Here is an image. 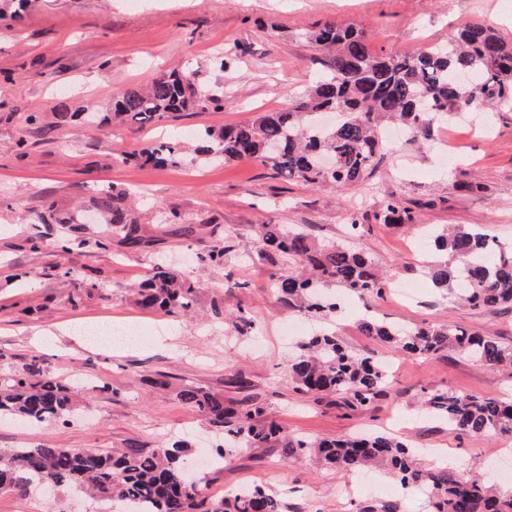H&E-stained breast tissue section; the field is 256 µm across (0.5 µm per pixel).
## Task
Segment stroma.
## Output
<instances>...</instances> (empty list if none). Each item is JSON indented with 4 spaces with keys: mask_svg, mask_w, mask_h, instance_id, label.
<instances>
[{
    "mask_svg": "<svg viewBox=\"0 0 512 512\" xmlns=\"http://www.w3.org/2000/svg\"><path fill=\"white\" fill-rule=\"evenodd\" d=\"M501 0H33L19 22L0 25V375L40 356L50 374L87 385L66 422L35 426L0 419V448H117L135 442L158 448L185 441V461L215 451L222 433L176 396L197 386L240 404L251 395L268 404L284 434L338 438L360 429L388 430L428 461L460 469L485 467L512 488V438H472L419 405L421 388L482 397H512V376L444 351L390 355L358 326L365 307L342 303L325 320L352 350L389 363L388 387L370 412L341 399L316 400L294 391L288 360L295 340L282 335L291 319L280 304L272 266L253 259L261 224L301 227L326 242L350 243L387 271L390 285L371 299L378 317L413 327H464L512 344V309L456 304L423 274L425 263L409 230L372 223L351 238L352 213L373 214L383 199L411 208L421 224H471L512 242V112L490 114L473 133L466 125L435 127L429 140L391 142L374 177L357 189H312L286 181L256 162L158 168L127 164L123 152L155 138H176L207 127L238 124L284 109L322 72L321 52L306 38L315 25L336 22L365 32L372 49L408 55L444 43L470 22L491 25L512 43V10ZM192 74L205 89L224 91L222 110H193L148 129L87 123L105 111L116 90L170 71ZM77 120L50 137L34 134L26 118L54 122L61 109ZM26 149H18L19 140ZM480 183L481 192L468 189ZM138 191L131 210L144 242L126 245L98 217L103 185ZM54 210H47V203ZM180 223H168L170 213ZM79 224L67 223L72 214ZM109 237L108 249L92 241ZM75 240L70 251L61 239ZM226 248L224 263L200 267L195 257ZM154 256L176 259L197 284L194 311L149 312L130 295ZM64 268L74 277H61ZM255 326L239 334V311ZM135 326L150 334L142 346L88 339L92 325ZM169 375L163 392L153 381ZM351 473L291 462L278 448H249L223 469L203 473L200 490L219 497L244 482L261 484L282 512H353L378 501L362 491L347 498ZM0 512H114L111 503L83 501L65 491L53 498L0 492Z\"/></svg>",
    "mask_w": 512,
    "mask_h": 512,
    "instance_id": "obj_1",
    "label": "stroma"
}]
</instances>
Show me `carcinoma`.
<instances>
[{
    "label": "carcinoma",
    "instance_id": "cac0c4a2",
    "mask_svg": "<svg viewBox=\"0 0 512 512\" xmlns=\"http://www.w3.org/2000/svg\"><path fill=\"white\" fill-rule=\"evenodd\" d=\"M324 54L325 71L292 106L264 112L254 119L200 133L194 161L255 162L279 176L307 186L356 188L375 175L384 157L381 126L397 121L413 134L411 144L431 136L457 110L512 106V45L485 25L457 28L448 42L412 55L383 56L372 51L363 31L324 23L307 33ZM220 109L224 97L200 90L192 78L171 72L140 87L126 88L112 98L111 118L121 124L154 126L183 112ZM182 142L161 140L123 154L124 162L177 166L184 158ZM126 192L112 186L98 189L96 208L112 224L113 233L131 245L142 235L130 217ZM375 220L414 227L415 216L389 198ZM443 259L427 266L437 288L473 308L512 305V243L502 242L469 225L434 227L427 231ZM255 256L272 267L288 264L275 277V290L288 311L323 317L338 312L325 289L348 295L378 297L389 280L371 259L345 245L324 244L310 233L261 224ZM196 283L177 270L155 265L135 290V303L145 310L179 315L196 303ZM360 329L393 353L421 356L454 351L493 369L512 370V345L462 327L402 325L364 318ZM294 389L313 396L339 395L352 410H368L386 394L388 366L371 355L358 354L329 331H314L297 343L289 361ZM423 404L470 437L512 434V401L471 394L422 389ZM77 391L48 373L34 356L17 374L0 377V417L28 425L47 420L66 422ZM177 397L224 431L222 458L245 448L275 445L289 459L310 457L321 464L357 472L377 468L395 476L405 489L422 490L430 512H512V490H503L483 471H463L448 464L425 465L415 449L385 433L340 439L310 440L287 436L267 420V406L258 397L241 408L199 387H184ZM184 447L55 448L36 446L0 451V491L47 497L62 488L112 503L138 502L137 512H281L279 499L265 488H238L219 499L203 496L188 482Z\"/></svg>",
    "mask_w": 512,
    "mask_h": 512
}]
</instances>
